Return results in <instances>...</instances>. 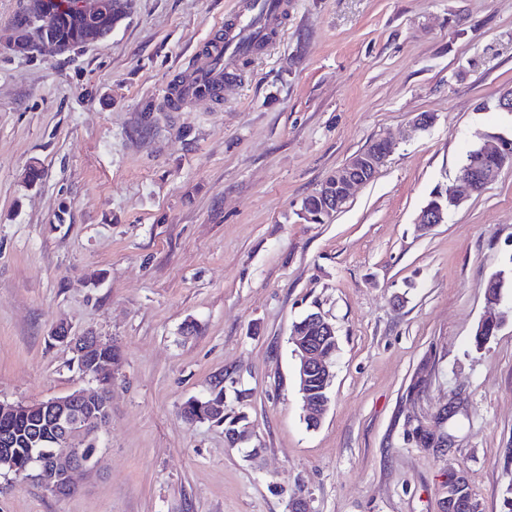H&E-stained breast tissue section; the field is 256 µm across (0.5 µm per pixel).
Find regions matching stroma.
Instances as JSON below:
<instances>
[{"instance_id": "1", "label": "stroma", "mask_w": 512, "mask_h": 512, "mask_svg": "<svg viewBox=\"0 0 512 512\" xmlns=\"http://www.w3.org/2000/svg\"><path fill=\"white\" fill-rule=\"evenodd\" d=\"M285 2L223 100L179 112L168 85L246 0H135L99 42L0 52V401L92 389L57 327L120 353L97 468L67 497L0 474V512H443L452 470L507 512L512 288L492 306L486 285L512 257V167L447 223L414 218L479 138L512 135L494 107L512 0ZM380 138L371 182L326 223L297 217ZM491 309L504 322L476 345ZM310 312L338 340L314 429L290 342ZM219 379L244 442L181 415Z\"/></svg>"}]
</instances>
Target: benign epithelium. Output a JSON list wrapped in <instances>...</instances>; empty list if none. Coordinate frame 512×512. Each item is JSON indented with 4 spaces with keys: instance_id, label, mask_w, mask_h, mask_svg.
<instances>
[{
    "instance_id": "7a95c632",
    "label": "benign epithelium",
    "mask_w": 512,
    "mask_h": 512,
    "mask_svg": "<svg viewBox=\"0 0 512 512\" xmlns=\"http://www.w3.org/2000/svg\"><path fill=\"white\" fill-rule=\"evenodd\" d=\"M108 0H75L72 10L81 15L88 23V30L93 32L79 44L100 40L94 34L95 22L105 11ZM47 22L45 15H36L29 20L26 28L16 29L12 42L0 46V51L13 53L21 47L37 45V52L54 48L52 39L45 34ZM381 146L374 149L367 146L351 157L341 168L331 175L334 182H322L319 194L324 198L329 209L338 211L352 196L354 190L370 182L384 165L390 155L393 144L387 139L380 140ZM485 153L492 158L496 166L486 172L481 179H476L467 171L457 173L456 184L438 187L435 194H447L450 201L460 205L465 198L478 192L480 187L495 181L501 169L512 162V140L506 136L492 137L485 141ZM448 220V209L443 205L424 206L416 223L423 227L444 224ZM292 343L297 364V379L303 408L310 425L317 426L321 421L330 399L328 391L332 385L331 372L333 354L326 348V343L336 342V330L332 323L321 313H312L304 323L292 328ZM54 338L73 349L79 359V369L83 377L97 384L95 394L83 390L74 391L66 396L51 398L38 403L5 406L0 403V419L14 417L20 413L37 410L46 430L36 438L43 446L31 457L28 465L19 469L13 464L14 437L8 432H0V466L9 467V473L24 480L31 472H37V478L48 492L57 497H66L76 489L73 473L78 470L91 469L96 464L95 452H86L85 447L96 446V433L108 415V390L112 387V372L98 361H88L91 351L100 347L99 339L93 332L73 335L63 327H58ZM92 400L99 401L100 413L89 418L82 413L83 405ZM198 413L210 417L224 416V406L212 398L195 401ZM461 505L465 512H482V505L475 497L467 494L463 475L454 476L448 484V505Z\"/></svg>"
}]
</instances>
